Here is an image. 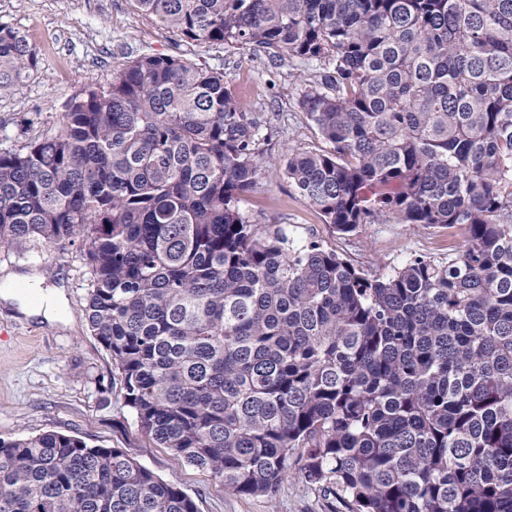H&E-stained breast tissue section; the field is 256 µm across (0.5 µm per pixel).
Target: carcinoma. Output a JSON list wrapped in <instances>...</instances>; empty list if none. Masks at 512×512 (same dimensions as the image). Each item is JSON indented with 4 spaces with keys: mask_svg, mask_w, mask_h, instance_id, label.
I'll list each match as a JSON object with an SVG mask.
<instances>
[{
    "mask_svg": "<svg viewBox=\"0 0 512 512\" xmlns=\"http://www.w3.org/2000/svg\"><path fill=\"white\" fill-rule=\"evenodd\" d=\"M191 45L317 60L328 148L284 164L224 73L143 53L0 149V249L82 238V316L142 433L240 497L292 468L346 512H512V0H131ZM37 63L0 25V91ZM338 231L463 249L373 275L240 209L266 170ZM0 512H197L121 448L0 437Z\"/></svg>",
    "mask_w": 512,
    "mask_h": 512,
    "instance_id": "carcinoma-1",
    "label": "carcinoma"
}]
</instances>
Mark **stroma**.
<instances>
[{
	"label": "stroma",
	"instance_id": "obj_1",
	"mask_svg": "<svg viewBox=\"0 0 512 512\" xmlns=\"http://www.w3.org/2000/svg\"><path fill=\"white\" fill-rule=\"evenodd\" d=\"M0 24L22 32L38 57L20 83L0 93V146L18 148L54 128L70 95L109 83L116 70L150 49L223 72L229 90L249 111L270 115L269 155L280 158L326 147L300 107L318 63L300 65L231 44L190 45L139 13L131 0H0ZM241 209L250 223L288 226L369 272H386L418 256L445 257L465 239L459 227L400 224L389 215L339 232L287 178L273 173L260 177ZM34 272L47 284L64 288L66 302L61 322L54 324L0 302V437L55 431L95 446L124 449L182 488L198 512H328L326 501L301 475L290 476L275 500L242 498L207 471L149 440L124 402L110 353L81 316L89 270L78 245L0 251V285L11 276Z\"/></svg>",
	"mask_w": 512,
	"mask_h": 512
}]
</instances>
